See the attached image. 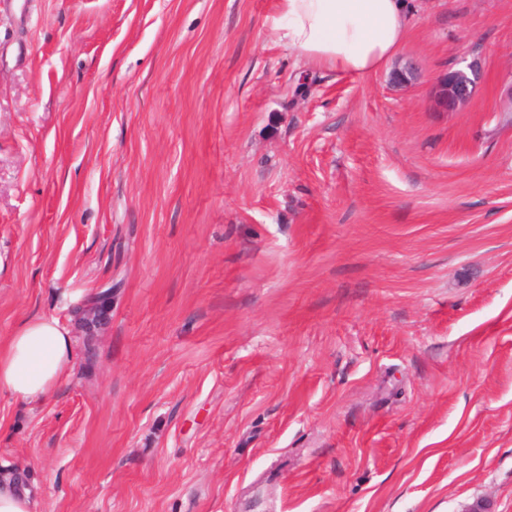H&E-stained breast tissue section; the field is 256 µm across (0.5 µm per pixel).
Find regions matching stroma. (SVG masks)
Here are the masks:
<instances>
[{"label":"stroma","instance_id":"1","mask_svg":"<svg viewBox=\"0 0 512 512\" xmlns=\"http://www.w3.org/2000/svg\"><path fill=\"white\" fill-rule=\"evenodd\" d=\"M29 9L0 6V341L74 338L45 401L0 392L35 512H512V0H408L362 77L279 0ZM470 69L473 78L462 69H448L436 78L437 99L444 111L452 112L472 97L479 77L473 66ZM109 288H112V285L100 291L98 296L86 300V303L80 308V311L75 313L77 320L89 329L93 325L88 324L85 320L91 317L93 313H97L99 318L106 308L112 306L114 296L112 290Z\"/></svg>","mask_w":512,"mask_h":512}]
</instances>
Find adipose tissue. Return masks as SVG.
<instances>
[{
	"label": "adipose tissue",
	"instance_id": "adipose-tissue-1",
	"mask_svg": "<svg viewBox=\"0 0 512 512\" xmlns=\"http://www.w3.org/2000/svg\"><path fill=\"white\" fill-rule=\"evenodd\" d=\"M279 5L289 47L340 74L377 71L406 36L405 0H280ZM72 354V331L59 319L23 320L0 343V391L29 402L47 398Z\"/></svg>",
	"mask_w": 512,
	"mask_h": 512
}]
</instances>
